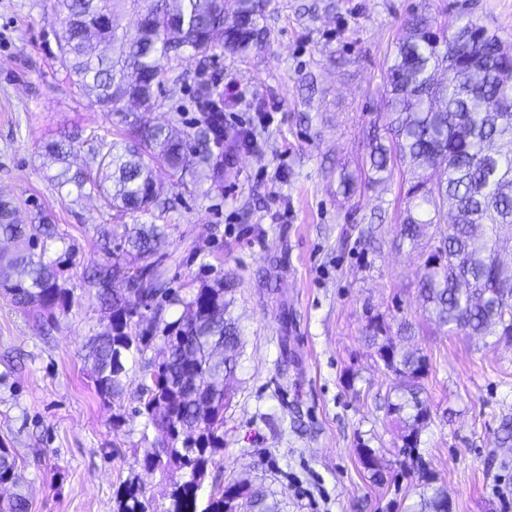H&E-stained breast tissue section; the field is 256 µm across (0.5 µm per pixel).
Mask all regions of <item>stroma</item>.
Here are the masks:
<instances>
[{"label":"stroma","instance_id":"1","mask_svg":"<svg viewBox=\"0 0 512 512\" xmlns=\"http://www.w3.org/2000/svg\"><path fill=\"white\" fill-rule=\"evenodd\" d=\"M415 12L448 27L477 18L512 40V0H268L260 48L184 55L181 93L158 97L154 120L189 125L200 115L199 79L239 94L224 103V130L238 143L224 150L223 184L191 166L158 170L174 205L122 218L166 225V277L179 295L235 284L244 344L224 449L200 497L243 481L279 512H416L431 477L452 512H512V443L501 432L512 421V340L423 317L417 281L431 240L402 243L399 183L349 199L338 188L340 171L366 162L389 56ZM58 29L53 0H0V198L56 224L73 250L59 277L74 292L46 337L0 289V447L16 459L28 512H116L130 483L145 488L148 512H164L167 479L145 466L156 433L137 398L143 359L129 360L112 398L91 379L88 345L108 321L81 275L99 260L96 230L112 213L98 197L58 192L42 147L111 123L67 79ZM374 219L381 243L372 248L359 227ZM374 316L393 328L412 322L403 346L430 361L418 464L387 413L396 378L365 336ZM367 448L381 477L363 463Z\"/></svg>","mask_w":512,"mask_h":512}]
</instances>
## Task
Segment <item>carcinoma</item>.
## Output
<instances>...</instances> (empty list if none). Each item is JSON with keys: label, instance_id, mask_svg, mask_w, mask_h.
Returning a JSON list of instances; mask_svg holds the SVG:
<instances>
[{"label": "carcinoma", "instance_id": "cac0c4a2", "mask_svg": "<svg viewBox=\"0 0 512 512\" xmlns=\"http://www.w3.org/2000/svg\"><path fill=\"white\" fill-rule=\"evenodd\" d=\"M234 21L224 19V0H54L59 20L58 61L84 95L109 108L122 138L92 136L96 172L71 171L69 157L82 136L47 142L44 155L60 165L51 177L58 190L84 196L90 190L118 213L147 212L167 204L154 167L181 168L185 157L208 175L212 146L224 145L223 98L210 83L196 88L203 112L190 130L150 118L156 90H181L172 61L188 48L206 55L221 50L241 57L264 41L258 26L266 0H234ZM133 27L122 24L126 13ZM389 136L370 139L364 179L372 186L399 177L405 189L399 234L416 246L432 226L446 225L421 264L417 289L423 310L439 328L468 336L512 338V43L490 34L471 18L452 30L423 14L404 22L384 82ZM102 261L84 269L82 287L95 293L110 329L91 347L100 396L123 389L127 356L144 355L151 337L126 323L138 305H150L162 321L167 308L182 307L166 324L157 357L145 362L139 402L157 432L145 458L151 470L190 469L174 481L165 512H237L246 484L216 487L206 499L198 491L213 456L224 450V402L238 365L244 330L231 316L230 282L202 284L188 297L172 292L165 277L170 255L162 250L166 226L102 224ZM0 238L18 246L0 256V286L12 302L32 308L42 325L72 308L73 291L60 285L63 260L49 253L58 231L47 217L24 221L0 200ZM135 252L148 288L121 291L112 283ZM384 365L398 379L401 397L388 411L404 424L403 453L418 447L430 409L421 399L429 361L391 340L378 346ZM0 481L18 483L14 457L0 448ZM117 512H146L145 491L133 485L118 496ZM420 512H448V492L427 479Z\"/></svg>", "mask_w": 512, "mask_h": 512}]
</instances>
